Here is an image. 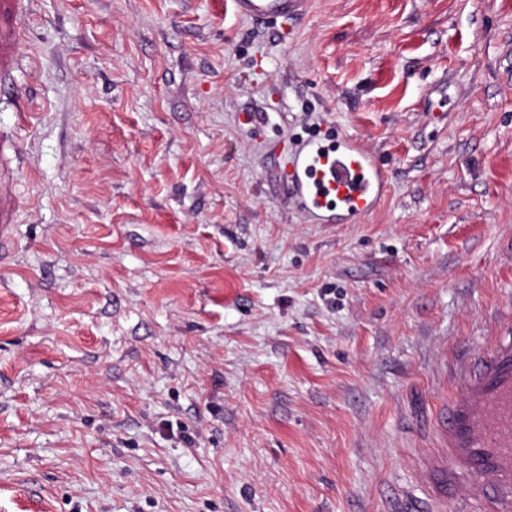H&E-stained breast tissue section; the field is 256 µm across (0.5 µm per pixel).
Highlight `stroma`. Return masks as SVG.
Instances as JSON below:
<instances>
[{
    "mask_svg": "<svg viewBox=\"0 0 512 512\" xmlns=\"http://www.w3.org/2000/svg\"><path fill=\"white\" fill-rule=\"evenodd\" d=\"M0 94V512H422L512 309V0H38ZM387 169L312 224L313 125ZM234 14L258 26L276 29L302 18L308 0H231ZM285 167L289 203L314 224H353L373 212L388 190L386 170L353 135L301 139Z\"/></svg>",
    "mask_w": 512,
    "mask_h": 512,
    "instance_id": "35a3bbf8",
    "label": "stroma"
}]
</instances>
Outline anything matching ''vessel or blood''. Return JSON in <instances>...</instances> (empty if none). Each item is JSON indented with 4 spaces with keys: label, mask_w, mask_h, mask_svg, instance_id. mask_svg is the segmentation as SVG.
<instances>
[{
    "label": "vessel or blood",
    "mask_w": 512,
    "mask_h": 512,
    "mask_svg": "<svg viewBox=\"0 0 512 512\" xmlns=\"http://www.w3.org/2000/svg\"><path fill=\"white\" fill-rule=\"evenodd\" d=\"M236 16L276 28L302 18L308 0H231ZM288 201L317 224H352L373 212L388 174L359 137L299 140L286 163ZM439 465L447 479L428 512H512V334L457 363L440 414ZM465 478L467 505L454 499Z\"/></svg>",
    "instance_id": "obj_1"
}]
</instances>
